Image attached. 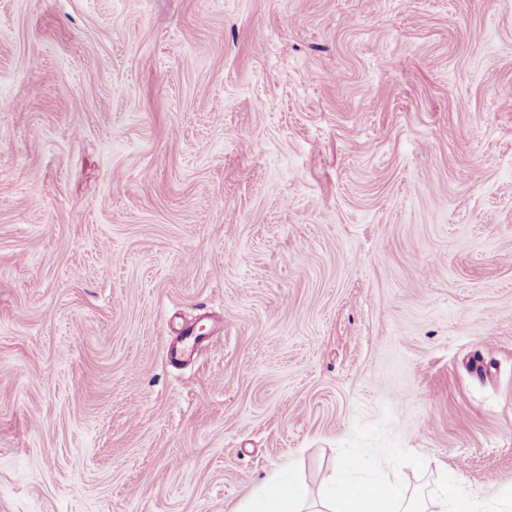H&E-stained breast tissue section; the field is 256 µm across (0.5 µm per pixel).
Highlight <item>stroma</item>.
<instances>
[{
	"label": "stroma",
	"instance_id": "1",
	"mask_svg": "<svg viewBox=\"0 0 512 512\" xmlns=\"http://www.w3.org/2000/svg\"><path fill=\"white\" fill-rule=\"evenodd\" d=\"M508 86L512 0H0V512H502ZM330 498L316 508L308 503V496L300 483L294 480L271 478L263 486L257 509L240 508L237 512H428L424 499L406 498L389 476L367 484L343 483ZM381 491L382 494L378 492Z\"/></svg>",
	"mask_w": 512,
	"mask_h": 512
}]
</instances>
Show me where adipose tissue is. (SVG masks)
<instances>
[{
    "label": "adipose tissue",
    "instance_id": "1",
    "mask_svg": "<svg viewBox=\"0 0 512 512\" xmlns=\"http://www.w3.org/2000/svg\"><path fill=\"white\" fill-rule=\"evenodd\" d=\"M424 499L409 498L390 477L367 484L343 483L322 507L309 504L300 483L272 478L263 486L256 512H428Z\"/></svg>",
    "mask_w": 512,
    "mask_h": 512
}]
</instances>
